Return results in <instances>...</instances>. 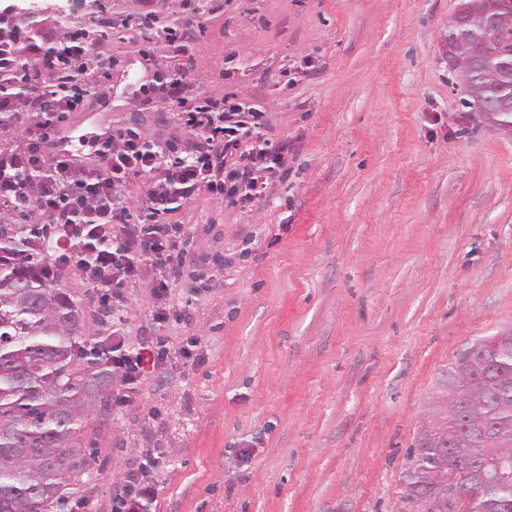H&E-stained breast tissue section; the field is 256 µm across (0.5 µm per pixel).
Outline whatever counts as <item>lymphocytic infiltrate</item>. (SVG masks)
Masks as SVG:
<instances>
[{
    "mask_svg": "<svg viewBox=\"0 0 512 512\" xmlns=\"http://www.w3.org/2000/svg\"><path fill=\"white\" fill-rule=\"evenodd\" d=\"M95 83L88 73L82 85L62 84L61 70L54 65L32 84L28 100L42 120L24 127L20 145L0 150V217L24 213L41 236L60 241L57 261L75 262L116 314L124 309L126 290L134 286L140 264H150L157 272L152 295L155 317L161 320L170 308V285L187 236L185 225L161 223V216L171 213L175 200L201 190L219 198L227 193L243 200L264 196L280 171L281 156L252 145L261 118L255 108L187 95L176 83L167 97L178 105L180 124L201 136L191 158L174 155L166 144L146 146L140 135L123 128L113 133L108 153L91 166L52 151L50 141L65 114L81 108ZM31 170L44 174L34 187L18 178ZM132 174L145 177L138 204L158 216V223H126L130 202L121 189ZM163 358L147 337H113L112 371L125 385L119 403L136 394L148 362ZM120 489L118 512H144L156 493L152 465L128 471Z\"/></svg>",
    "mask_w": 512,
    "mask_h": 512,
    "instance_id": "obj_1",
    "label": "lymphocytic infiltrate"
}]
</instances>
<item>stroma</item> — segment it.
Segmentation results:
<instances>
[{"label": "stroma", "instance_id": "obj_1", "mask_svg": "<svg viewBox=\"0 0 512 512\" xmlns=\"http://www.w3.org/2000/svg\"><path fill=\"white\" fill-rule=\"evenodd\" d=\"M174 42L176 0H41L51 42L112 21V62L71 132L133 129L191 155L162 94L178 78L264 114L284 177L241 206L200 191L176 307L152 321L141 265L123 320L73 266L90 343L151 337L168 358L136 399L92 415L75 499L159 453L147 512H409L401 467L429 393L466 341L512 330V127L462 108L448 69L458 0H207ZM198 343L202 363L183 358Z\"/></svg>", "mask_w": 512, "mask_h": 512}]
</instances>
